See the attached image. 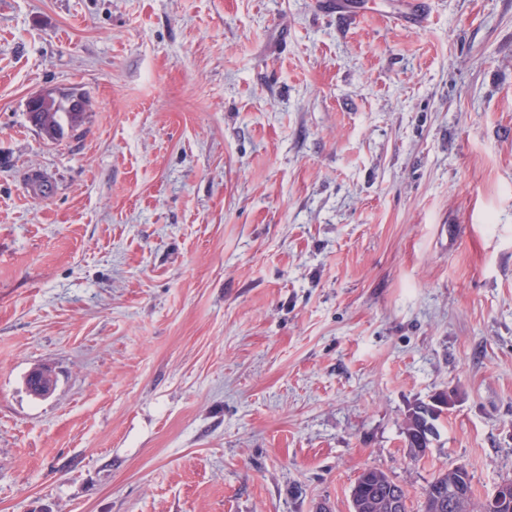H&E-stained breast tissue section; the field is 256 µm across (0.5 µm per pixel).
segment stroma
<instances>
[{
    "mask_svg": "<svg viewBox=\"0 0 512 512\" xmlns=\"http://www.w3.org/2000/svg\"><path fill=\"white\" fill-rule=\"evenodd\" d=\"M402 6L0 0V512L512 480V0ZM72 89L45 139L28 98ZM407 4L403 17H392L393 23L424 27L429 23L431 11L429 9V0H404ZM28 385L35 396L46 397L55 388V378L48 370L35 369L29 375ZM453 399L450 394H442V399L439 403H426L423 401L415 403L405 416L404 421V448L407 457L412 460H418L420 455L414 448H423L424 456L428 454L431 448L432 441L436 436L435 422L440 418L444 410L448 409V405H452ZM434 414V415H433ZM428 421L433 426L431 434L427 435L420 430L421 422ZM358 483V496L364 499L384 501L388 498H401L404 502V512L409 511L407 507L408 496L405 489L384 471L375 467L366 468L356 480L352 490Z\"/></svg>",
    "mask_w": 512,
    "mask_h": 512,
    "instance_id": "1",
    "label": "stroma"
}]
</instances>
